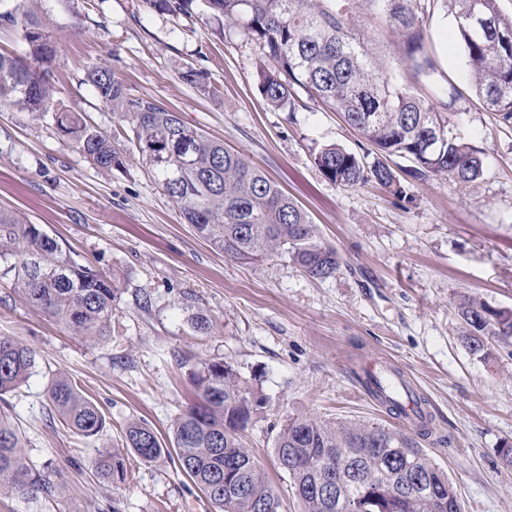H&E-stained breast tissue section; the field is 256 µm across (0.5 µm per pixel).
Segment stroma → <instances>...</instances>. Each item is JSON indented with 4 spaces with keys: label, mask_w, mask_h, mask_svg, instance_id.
Returning <instances> with one entry per match:
<instances>
[{
    "label": "stroma",
    "mask_w": 512,
    "mask_h": 512,
    "mask_svg": "<svg viewBox=\"0 0 512 512\" xmlns=\"http://www.w3.org/2000/svg\"><path fill=\"white\" fill-rule=\"evenodd\" d=\"M56 42L53 105L126 143L86 73L109 69L131 94L149 96L182 120L243 152L292 197L335 248V274L314 279L285 259L237 263L183 223L176 204L136 153L122 169L92 165L61 138L51 117L0 106V209L24 216L83 265L107 272L121 289L119 325L104 341L74 335L0 279V336L37 352L28 381L0 401L23 438L30 466L51 473L56 490L35 499L0 490V512H216L175 456L148 462L125 448L127 422L169 438L194 399L191 371L229 362L263 401L246 443L279 496L299 512L274 444L291 416L399 427L372 401L357 373L371 358L392 361L427 401L436 435L423 442L447 472L461 512H512V346L486 360L460 340L458 296L512 308V125L480 110L464 87L466 58L452 16L423 22L433 66L418 70L397 32L359 0L352 22L371 41L385 74L430 103L460 95L448 132L476 146L483 178L413 180L406 199L380 185L343 187L327 180L314 156L336 144L361 151L363 139L336 112L296 90V109L269 107L259 94L254 43L240 26L218 25L195 0L186 14L145 0H26ZM193 67L221 94L184 82ZM194 294L214 320L205 335L188 324L181 300ZM68 375L91 397L108 426L98 439L68 430L50 411L48 385ZM123 454L127 478L102 488L97 450Z\"/></svg>",
    "instance_id": "35a3bbf8"
}]
</instances>
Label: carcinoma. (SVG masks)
Listing matches in <instances>:
<instances>
[{
  "label": "carcinoma",
  "instance_id": "1",
  "mask_svg": "<svg viewBox=\"0 0 512 512\" xmlns=\"http://www.w3.org/2000/svg\"><path fill=\"white\" fill-rule=\"evenodd\" d=\"M173 14L189 10L193 0H147ZM210 17L242 26L268 65L257 72V89L268 105L294 109V87L338 112L370 148L359 154L336 145L323 147L314 164L328 180L346 187L375 182L399 199L407 198L399 173L390 162H410L405 173L422 179L448 175L461 183L484 176L481 152L448 136L446 114L454 93L438 108L391 77L378 73L372 49L351 25L358 0H204ZM402 36L409 56L422 49L421 23L445 9L456 23L464 47L467 77L478 104L512 124V14L499 0H483L488 24L478 31L471 22L474 0H369ZM0 18L21 26L28 58L0 53V105L17 106L37 116L52 110L51 69L55 44L49 28L32 14ZM183 81L209 96L218 87L189 67ZM88 79L100 101L112 109L131 133L130 143L148 174L180 207L186 224L224 256L261 265L288 259L313 278H326L340 267L337 251L326 245L315 224L297 202L240 152L187 125L174 111L147 96L126 92L112 72L91 67ZM54 111V110H52ZM56 131L93 165L120 169L125 150L112 136L77 113L54 111ZM373 160H368V157ZM0 274L30 304L90 340L112 335L120 291L116 280L79 263L37 225L14 212L0 210ZM192 311V328L208 332L212 320L194 295L182 299ZM461 340L483 359L493 344L512 341V308L468 295L457 302ZM36 352L0 336V400L30 377ZM196 400L176 419L165 443L149 427L132 421L125 446L146 461L173 448L181 470L213 503L217 512H279L278 495L244 441V431L258 391L221 359L191 373ZM54 412L73 432L96 436L106 425L100 408L67 376L49 388ZM419 432L361 422H327L290 417L275 440V457L288 476L301 512H461L454 485L420 448L428 438ZM346 455L347 468H333L332 478L344 494L329 506L316 492L324 454ZM422 465L430 493L412 491L411 471ZM93 467L102 484L126 479L118 449L98 451ZM21 496L53 491L54 483L26 462L23 440L9 418L0 414V488ZM263 508H258V505Z\"/></svg>",
  "mask_w": 512,
  "mask_h": 512
}]
</instances>
